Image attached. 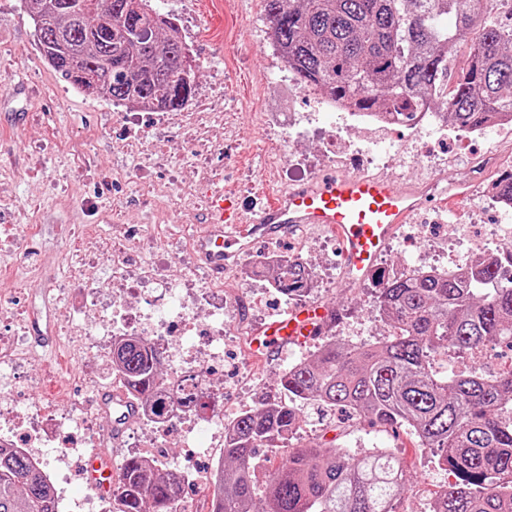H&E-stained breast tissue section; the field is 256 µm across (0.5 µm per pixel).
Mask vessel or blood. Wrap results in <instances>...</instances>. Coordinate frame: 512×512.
I'll return each instance as SVG.
<instances>
[{
  "mask_svg": "<svg viewBox=\"0 0 512 512\" xmlns=\"http://www.w3.org/2000/svg\"><path fill=\"white\" fill-rule=\"evenodd\" d=\"M427 198L423 187L403 186L381 176L338 173L323 177L317 184L290 190L276 201L259 204L246 217L226 206L224 192L218 189L210 199L209 231L198 240L196 249L212 275L220 276L224 273L227 244H234L240 253L249 250V232L239 231V224L250 223L253 231L266 235L324 226L336 234L342 246L344 273L356 283L375 271L397 227L412 222ZM332 319V312L317 304L291 306L256 330L252 350L267 354L304 344ZM100 404L111 413L112 426L105 448L87 460L86 471L91 482L106 492L111 488V450L119 446L133 408L128 401L109 395L101 397Z\"/></svg>",
  "mask_w": 512,
  "mask_h": 512,
  "instance_id": "obj_1",
  "label": "vessel or blood"
}]
</instances>
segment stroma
I'll use <instances>...</instances> for the list:
<instances>
[{
	"mask_svg": "<svg viewBox=\"0 0 512 512\" xmlns=\"http://www.w3.org/2000/svg\"><path fill=\"white\" fill-rule=\"evenodd\" d=\"M156 9L182 28L197 65L195 95L179 110L161 117L148 110L129 125L110 101L86 96L52 69L41 53L26 0H0V228L15 227L11 246L0 249L1 310L26 324L36 316L59 324L64 303L86 286L70 276L78 256L110 265L112 241L125 232L132 237V261L143 265L163 258L161 272L169 280L195 271L208 274L196 241L209 229L211 192L223 189L248 207L259 197L273 198L335 172L336 160L307 136L314 127L336 133L350 154L382 143L387 151L377 160L384 175L405 184L432 185L416 223L460 209L459 184L472 194L466 205L476 211L477 220L467 229L468 243L438 236L426 242L400 228L379 267L403 270L409 256L424 251L444 262L449 251L465 252L471 243L500 247L489 230L512 224V215L489 207L483 191L512 167V127L487 128L483 138L468 143L428 137L419 142L416 159L400 149L409 130L343 125L337 113L325 108L320 91L296 83L272 46L263 0H158ZM18 79L32 88L29 98L8 96V84ZM211 107L223 110V122L209 121ZM30 223L39 227L32 239L21 230ZM303 235L320 245L307 257L318 284L310 296L299 297V304L313 301L337 309L334 329L345 345L389 337L390 326L373 306L374 278L354 285L343 277L341 246L332 232L309 228L302 234L269 235L253 242L248 256L260 257L272 245L292 247ZM245 257L228 258L224 271L225 291L234 301L224 316L228 340L234 339L237 323L261 326L289 304L287 297L272 296L260 284L243 286L239 266ZM105 343L102 336L72 340L60 335L52 353L26 351L25 366L11 375L16 401L60 412L76 400L98 404L108 386L107 373L101 370L90 378L86 370ZM314 348L310 341L262 359L239 350L232 372L207 373L214 409L234 417L279 397L278 374ZM301 418L291 445L324 435L354 456L368 448L396 449L411 469L401 512H423L449 480L444 465L422 452L405 431L358 424L347 413L309 404L302 407ZM139 440L167 444L171 463L187 471L221 455L220 449L171 443L164 433L142 428L124 433L121 447L112 451L113 463L122 465ZM55 472L59 499L80 502L89 512L97 508L100 495L87 483L84 458L72 456Z\"/></svg>",
	"mask_w": 512,
	"mask_h": 512,
	"instance_id": "1",
	"label": "stroma"
}]
</instances>
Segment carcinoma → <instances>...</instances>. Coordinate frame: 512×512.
Here are the masks:
<instances>
[{"mask_svg": "<svg viewBox=\"0 0 512 512\" xmlns=\"http://www.w3.org/2000/svg\"><path fill=\"white\" fill-rule=\"evenodd\" d=\"M274 46L297 83L361 112H414L422 98L451 126L480 128L512 113V0H264ZM49 65L82 88L85 73L107 77L100 98L155 112L183 107L194 70L179 26L149 0H28ZM465 66L452 70L460 43ZM512 200V170L494 182ZM311 272L290 264L277 275L284 296H302ZM375 310L395 334L368 347L333 335L288 367L278 385L290 404L241 412L224 438L210 512H400L407 465L393 448L357 460L324 436L301 448L285 441L300 421L296 404L343 407L356 421L405 428L440 451L453 477L430 512H512V372L441 374L435 357L463 359L492 341L512 344V280L479 262L457 275H375ZM161 357L133 336L112 344V366L130 396L168 412ZM280 458L265 486L257 453ZM181 477L132 455L120 468L112 512H175ZM0 512H58L54 489L27 455L0 447Z\"/></svg>", "mask_w": 512, "mask_h": 512, "instance_id": "cac0c4a2", "label": "carcinoma"}]
</instances>
